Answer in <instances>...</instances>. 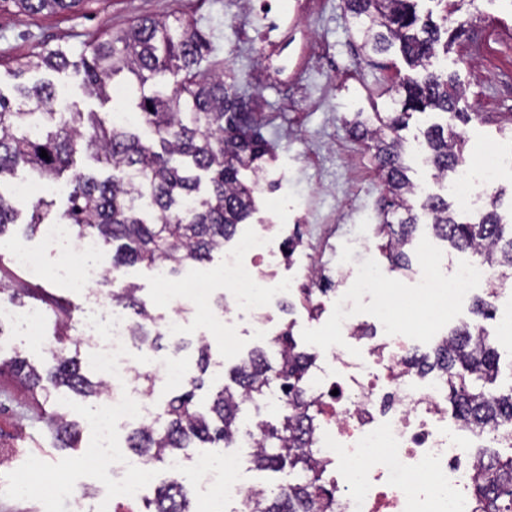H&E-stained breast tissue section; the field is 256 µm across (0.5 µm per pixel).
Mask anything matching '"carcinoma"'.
Segmentation results:
<instances>
[{
  "label": "carcinoma",
  "instance_id": "carcinoma-1",
  "mask_svg": "<svg viewBox=\"0 0 512 512\" xmlns=\"http://www.w3.org/2000/svg\"><path fill=\"white\" fill-rule=\"evenodd\" d=\"M19 13L59 14L81 9L88 0H0ZM416 0H344L349 27L359 42L361 60L398 47L417 75L395 90L397 112L375 119L355 118L347 123L352 137L373 151L386 187L380 234L381 248L394 269H407L409 250L419 226L411 200L417 186L407 175L406 145L401 131L409 119L430 108L441 112L446 123L434 124L424 133L428 160L437 176L445 177L465 162V140L454 126L471 120L456 109L458 91L452 77L431 69L440 46V27L421 17ZM209 55V42L197 23L183 17L159 21L142 19L110 32L102 40L75 54L62 46L44 48L18 59L15 76L32 70L73 69L82 75L85 93L109 101L115 78L126 74V83L144 86L150 80L174 78L173 85L151 95L143 94L134 118L117 120L101 112L74 107L53 108L55 92L49 84L19 85L20 103L0 93V243L11 247L24 237L9 236L10 228L26 225L35 231L52 202L41 197L17 204L1 191L5 179L26 169L40 180L54 181L68 174L65 223L77 236H91L112 246L102 284L112 287V301L137 318L141 342L160 330L147 328L156 320L133 284L115 287L124 267L146 264L164 266L169 273L191 261L203 263L233 239L238 226L254 211L253 188L239 179L269 155L273 146L260 132L249 100L239 90L237 78L224 77V64L201 63ZM48 157H40L41 150ZM90 160L101 176L83 164ZM208 176L209 190L200 194V173ZM492 209L476 223H460L448 199L429 195L422 204L433 234L458 251H475L484 262L512 278V224L501 222ZM68 325L55 336L57 347L44 371L17 358L15 376L44 398L62 387L84 396L102 397L106 383H93L82 372L66 346ZM279 361L272 364L262 353L231 369L237 389H222L204 413L195 406L196 391L204 384L192 375L180 392L168 400L162 427L142 423L132 429L128 447L149 462L164 459L194 441L224 444L230 448L240 436L242 405L260 408L272 382L279 385V424L256 422L249 435L256 444L254 463L261 471H288L293 483L277 492H264L260 512H322L333 491L327 488L323 467L314 451V403L307 397L314 356L298 347L292 330L274 339ZM409 364L426 373L438 370L448 376L450 415L473 432L490 426L512 425V386L496 385L500 355L495 342L478 326L462 324L429 355L414 356ZM57 437L66 445L74 438L73 424L62 416L50 418ZM474 495L479 512H512V454L478 456ZM183 484L172 480L158 490L150 512H191Z\"/></svg>",
  "mask_w": 512,
  "mask_h": 512
}]
</instances>
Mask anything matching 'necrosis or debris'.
<instances>
[{
	"instance_id": "necrosis-or-debris-1",
	"label": "necrosis or debris",
	"mask_w": 512,
	"mask_h": 512,
	"mask_svg": "<svg viewBox=\"0 0 512 512\" xmlns=\"http://www.w3.org/2000/svg\"><path fill=\"white\" fill-rule=\"evenodd\" d=\"M319 7V0H279L270 6L274 36L263 43L270 82L281 84L299 75L303 60L294 45L301 20ZM507 168L512 169V152L488 149L479 162L462 164L448 175V191L461 207H471ZM276 261L264 234L242 236L225 251L219 276L230 298L222 309V327L246 318L255 335H272L271 309L298 287L296 281L272 274ZM419 266L415 290L391 296L378 265L349 259L341 275L351 280V287L331 304L318 300L303 305L308 320H330L336 333L335 342L325 344L326 356L314 366L309 385L318 401V456L326 482L336 489L327 512H474L472 449L498 433L449 424L447 382L408 367L416 336L398 327L397 316L417 309L427 333L437 334L448 311L460 308L480 282L488 286L498 331L505 335L512 332V302H501L506 287L480 258L443 277L439 258L424 246ZM96 309V315L82 318L81 333L93 338L89 361L108 386L97 436L84 448L82 465L97 475L111 472L113 495L99 501L96 512H113L114 495L137 499L155 478L145 460L125 456L116 444V425L148 422L154 414L151 394L134 385L139 366L149 364L154 379L168 386L182 384L186 374L175 354L161 359L136 341L119 305L100 302ZM368 319L374 334L367 339L359 329ZM239 445V451H225L223 457L201 455L194 461L195 477L214 512H254L241 455L252 442L244 437Z\"/></svg>"
}]
</instances>
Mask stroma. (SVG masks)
I'll use <instances>...</instances> for the list:
<instances>
[{"instance_id": "obj_1", "label": "stroma", "mask_w": 512, "mask_h": 512, "mask_svg": "<svg viewBox=\"0 0 512 512\" xmlns=\"http://www.w3.org/2000/svg\"><path fill=\"white\" fill-rule=\"evenodd\" d=\"M324 2L323 12L310 16L307 26L323 43L325 53L310 60L299 81L288 86L263 80L258 41L263 20L239 0H91L81 11L30 16L7 7L0 11V93L11 98L17 83L48 81L53 83L59 102L77 104L82 111H133L137 93L118 99L116 104H104L84 93L81 78L74 72L43 70L20 79L14 74L13 61L56 46L80 52L85 43L141 18L197 19L209 36L211 59L224 61L238 75L242 89L252 98L256 118L264 123V133L274 145L275 157L262 160L261 171L272 172L286 182L288 199L274 210L269 207L266 189H255L256 209L248 223L240 225V233L266 228L277 244L291 237H308L313 250L295 252L280 268L293 278H304L307 266L314 263L326 274H336L341 257L355 252L359 237L364 239L369 257L388 268L378 234L381 183L370 152L349 136L345 121L357 112L369 116L389 111L388 87L411 69L394 49L386 56L384 70L374 74L364 70L343 15L342 0ZM460 13L470 18L471 24L447 52L434 58L433 68L455 77L461 95L458 107L473 115L472 121L457 127L466 141L465 156L472 161L488 147L512 144V137L502 133V124L495 118L499 112L512 113V0L465 2ZM223 263V253H214L211 261L182 267L165 285L157 281L154 269L143 265L125 268L120 280L138 285L146 301L162 296L172 303L179 299L181 282L204 278L210 280L211 296L216 299L223 295L224 286L213 282L212 275ZM0 282L18 291V312L34 310L44 315L48 334H55L62 323L70 324L72 339L80 343L82 371L91 381H98V373L88 362L90 343L82 339L79 324L82 309L90 304L86 291L72 287L64 278L33 277L9 253L0 259ZM297 301L296 295H288L275 315L281 325H292L306 351L316 352L318 342L331 336V327L326 322L295 323L293 305ZM183 316L189 325L188 345L180 351L179 361L186 374H196L198 347L208 346L205 383L195 397L200 409L208 408L216 391L229 383L231 368L252 349L263 348L270 361L278 359L274 344L251 335L243 324L238 327L235 348L225 350L208 304L191 307ZM16 357L40 369L50 351L36 338L7 324L0 328V362ZM100 405L95 397L66 389L38 403L16 377L0 375V448L14 451L12 460L0 466V512H91L96 501L111 496V476L88 474L81 464L83 448L96 437L93 415ZM52 415L78 424L76 447H60L48 422ZM196 454L193 448L182 450V464L175 471L167 463H154V484L145 490L146 499H154L157 485L176 479L188 490L192 512H206L191 471ZM41 467L56 473L55 493L40 486L37 470ZM15 481L28 484V496L10 492L9 485Z\"/></svg>"}]
</instances>
